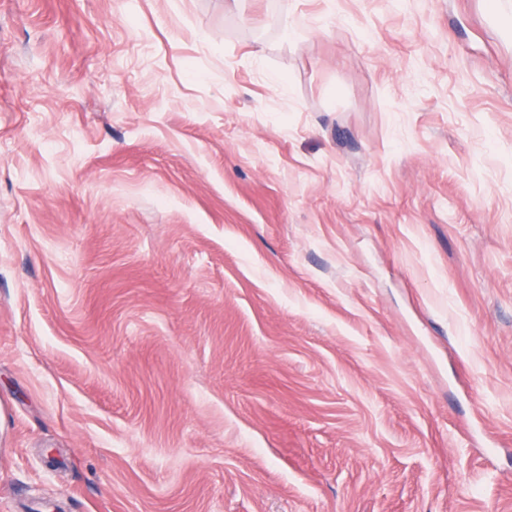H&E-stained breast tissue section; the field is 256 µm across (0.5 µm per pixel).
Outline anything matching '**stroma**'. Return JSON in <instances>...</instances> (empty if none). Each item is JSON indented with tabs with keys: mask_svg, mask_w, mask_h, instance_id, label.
<instances>
[{
	"mask_svg": "<svg viewBox=\"0 0 512 512\" xmlns=\"http://www.w3.org/2000/svg\"><path fill=\"white\" fill-rule=\"evenodd\" d=\"M0 0V512H512V0Z\"/></svg>",
	"mask_w": 512,
	"mask_h": 512,
	"instance_id": "35a3bbf8",
	"label": "stroma"
}]
</instances>
